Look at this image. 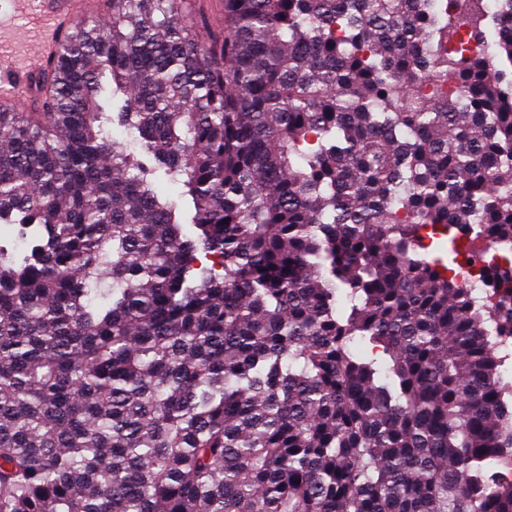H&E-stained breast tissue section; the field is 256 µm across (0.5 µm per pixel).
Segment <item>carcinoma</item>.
<instances>
[{"mask_svg": "<svg viewBox=\"0 0 512 512\" xmlns=\"http://www.w3.org/2000/svg\"><path fill=\"white\" fill-rule=\"evenodd\" d=\"M112 0L0 112V512H512V0ZM134 130L144 157L114 126ZM164 172L191 230L162 201ZM361 344L377 353L363 358ZM193 1L196 11L203 17L196 29L198 36L207 41L221 39L224 32V0ZM473 247L476 249L473 253L476 255L472 266H461L457 269V278L464 288H469L472 295L474 293H484L485 288H495L493 284L481 281L474 269L480 267L494 268L504 267L507 262H512V242L506 243H485L474 241Z\"/></svg>", "mask_w": 512, "mask_h": 512, "instance_id": "carcinoma-1", "label": "carcinoma"}]
</instances>
